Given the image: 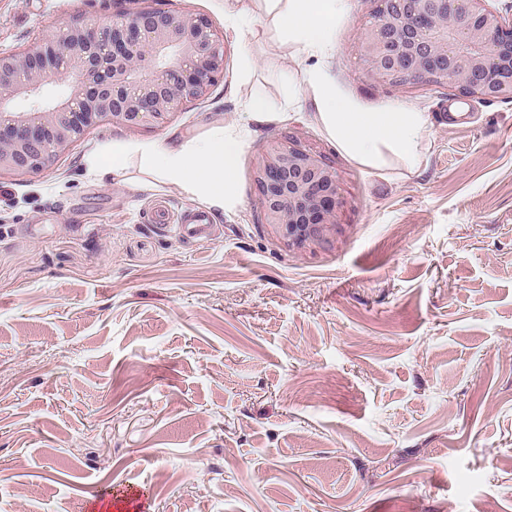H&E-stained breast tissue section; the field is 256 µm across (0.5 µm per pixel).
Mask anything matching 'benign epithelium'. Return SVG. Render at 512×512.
I'll return each mask as SVG.
<instances>
[{"instance_id":"obj_1","label":"benign epithelium","mask_w":512,"mask_h":512,"mask_svg":"<svg viewBox=\"0 0 512 512\" xmlns=\"http://www.w3.org/2000/svg\"><path fill=\"white\" fill-rule=\"evenodd\" d=\"M105 25L74 20L56 34L0 54V173L49 165L106 121L159 127L207 96L224 74V38L200 14L149 5ZM359 43L378 82H448L465 95L512 100V18L488 0H379ZM266 223L288 243L320 241L341 204L326 157L271 146L258 172Z\"/></svg>"}]
</instances>
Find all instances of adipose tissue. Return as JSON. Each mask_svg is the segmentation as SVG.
<instances>
[{"label":"adipose tissue","mask_w":512,"mask_h":512,"mask_svg":"<svg viewBox=\"0 0 512 512\" xmlns=\"http://www.w3.org/2000/svg\"><path fill=\"white\" fill-rule=\"evenodd\" d=\"M275 16L277 26L296 47L297 55L310 61L302 88L313 101L314 120L327 137L360 166L382 172L399 165L417 168L425 150L428 113L392 108L362 112L340 97L324 69L334 49L336 20L347 0H234L225 24L242 33L255 6ZM241 119L231 128H217L207 135L179 141L137 143L115 139L87 160L98 182L122 175L132 157L162 180L177 184L186 194L221 209L237 202L239 160L254 125L268 122L272 110L260 99L241 107Z\"/></svg>","instance_id":"1"}]
</instances>
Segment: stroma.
Segmentation results:
<instances>
[{"label":"stroma","mask_w":512,"mask_h":512,"mask_svg":"<svg viewBox=\"0 0 512 512\" xmlns=\"http://www.w3.org/2000/svg\"><path fill=\"white\" fill-rule=\"evenodd\" d=\"M208 16L224 76L158 128H91L48 167L0 175V512H512V101L373 80L358 45L377 0H349L325 64L358 108L431 116L415 171L339 151L298 90L272 15L236 38ZM125 0H0V54ZM266 100L235 206L157 181L139 158L100 184L115 138H190ZM295 140L329 157L336 225L288 245L257 176ZM209 235H182L191 212Z\"/></svg>","instance_id":"1"}]
</instances>
